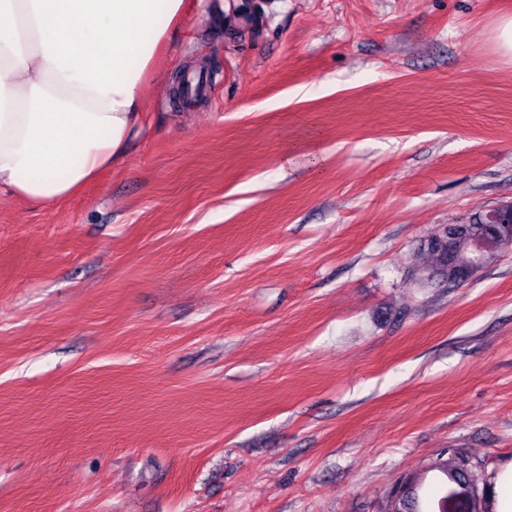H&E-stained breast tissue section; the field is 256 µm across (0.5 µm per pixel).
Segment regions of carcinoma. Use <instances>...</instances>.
I'll list each match as a JSON object with an SVG mask.
<instances>
[{"label": "carcinoma", "instance_id": "1", "mask_svg": "<svg viewBox=\"0 0 512 512\" xmlns=\"http://www.w3.org/2000/svg\"><path fill=\"white\" fill-rule=\"evenodd\" d=\"M511 224L512 211L490 216L484 206L476 208L468 222L456 225V237L448 244V237H434L424 243L421 251L430 258L428 268L420 274L422 285L441 278L448 286L464 282L470 273L464 270L458 258L473 252V244L481 240L491 251H499V236L487 231L489 224ZM485 475L470 460L449 452L436 458L426 473L408 477L389 495L386 512H457L459 503L466 504L465 512H485Z\"/></svg>", "mask_w": 512, "mask_h": 512}]
</instances>
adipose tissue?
<instances>
[{
  "label": "adipose tissue",
  "mask_w": 512,
  "mask_h": 512,
  "mask_svg": "<svg viewBox=\"0 0 512 512\" xmlns=\"http://www.w3.org/2000/svg\"><path fill=\"white\" fill-rule=\"evenodd\" d=\"M189 0H0V190L68 199L124 155Z\"/></svg>",
  "instance_id": "1"
}]
</instances>
